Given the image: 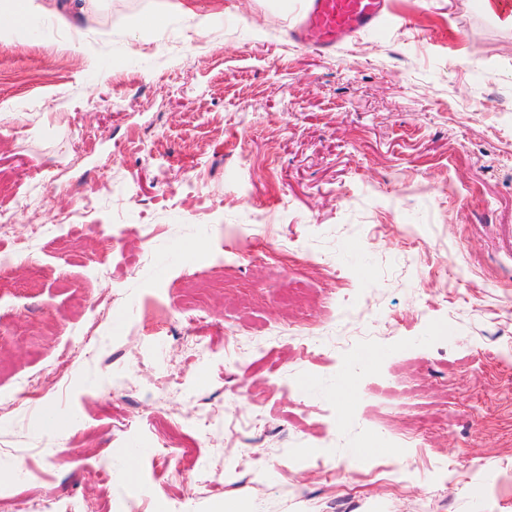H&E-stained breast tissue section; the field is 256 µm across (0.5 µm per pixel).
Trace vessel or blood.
<instances>
[{"mask_svg": "<svg viewBox=\"0 0 512 512\" xmlns=\"http://www.w3.org/2000/svg\"><path fill=\"white\" fill-rule=\"evenodd\" d=\"M396 21L388 0H310L294 29L308 47L329 50L367 30H384Z\"/></svg>", "mask_w": 512, "mask_h": 512, "instance_id": "b4317fda", "label": "vessel or blood"}]
</instances>
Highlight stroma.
<instances>
[{"instance_id": "stroma-1", "label": "stroma", "mask_w": 512, "mask_h": 512, "mask_svg": "<svg viewBox=\"0 0 512 512\" xmlns=\"http://www.w3.org/2000/svg\"><path fill=\"white\" fill-rule=\"evenodd\" d=\"M178 2L0 14L18 29L0 38V209L26 247L0 271V398L51 383L92 336L67 393L0 413V496L133 512L146 488L169 512L179 483L112 453L158 429L113 422L215 405L260 426L222 460L241 476L188 512H308L351 488L363 512H512V27L479 0H390L403 25L323 54L290 35L307 0H193L202 26ZM219 242L232 275L211 261ZM278 242L289 258L268 255ZM219 278L202 360L176 337L192 286ZM296 328L388 355L303 353ZM229 332L254 354L226 376ZM172 364L194 396L128 390ZM47 406L62 429L39 421ZM418 426L423 450L364 445ZM318 459L348 466L332 481ZM382 459L394 489L365 479ZM31 464L43 479L21 480Z\"/></svg>"}]
</instances>
